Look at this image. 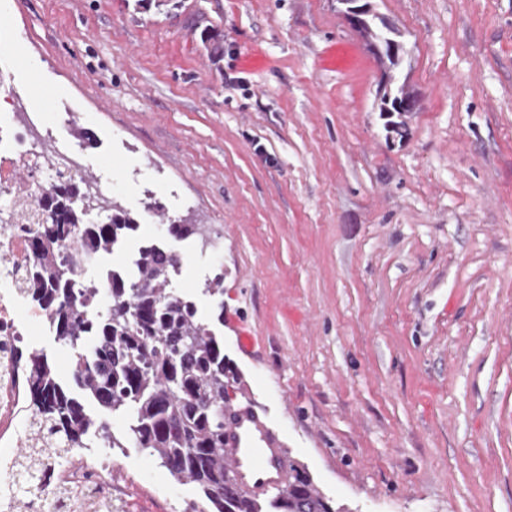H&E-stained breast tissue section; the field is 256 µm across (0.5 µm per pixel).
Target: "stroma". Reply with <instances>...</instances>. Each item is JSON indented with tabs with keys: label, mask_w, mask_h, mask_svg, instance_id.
<instances>
[{
	"label": "stroma",
	"mask_w": 512,
	"mask_h": 512,
	"mask_svg": "<svg viewBox=\"0 0 512 512\" xmlns=\"http://www.w3.org/2000/svg\"><path fill=\"white\" fill-rule=\"evenodd\" d=\"M374 2L418 101L396 136L338 0H0V99L94 134L86 172L139 228L86 280L179 255L233 404L334 506L512 512V0ZM105 457L118 512L200 499L140 448L72 464Z\"/></svg>",
	"instance_id": "obj_1"
}]
</instances>
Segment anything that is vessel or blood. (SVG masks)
<instances>
[{"label": "vessel or blood", "mask_w": 512, "mask_h": 512, "mask_svg": "<svg viewBox=\"0 0 512 512\" xmlns=\"http://www.w3.org/2000/svg\"><path fill=\"white\" fill-rule=\"evenodd\" d=\"M224 458L241 488L253 496L275 495L288 483L281 443L255 411L225 409Z\"/></svg>", "instance_id": "1"}]
</instances>
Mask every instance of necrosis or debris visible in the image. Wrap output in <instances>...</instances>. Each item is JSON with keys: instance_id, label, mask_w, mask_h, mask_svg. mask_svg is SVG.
<instances>
[{"instance_id": "necrosis-or-debris-1", "label": "necrosis or debris", "mask_w": 512, "mask_h": 512, "mask_svg": "<svg viewBox=\"0 0 512 512\" xmlns=\"http://www.w3.org/2000/svg\"><path fill=\"white\" fill-rule=\"evenodd\" d=\"M47 170L81 174L82 154L57 144L45 113L0 111V195L18 210L10 224L0 227V470L14 467L19 440L31 426L22 355L36 331L50 328L45 313L20 291L31 260L30 226L20 213L35 205ZM89 475L86 469L65 468L23 474L21 485L37 489L28 512H40L47 492L86 486Z\"/></svg>"}]
</instances>
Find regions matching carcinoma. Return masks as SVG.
Segmentation results:
<instances>
[{"instance_id":"cac0c4a2","label":"carcinoma","mask_w":512,"mask_h":512,"mask_svg":"<svg viewBox=\"0 0 512 512\" xmlns=\"http://www.w3.org/2000/svg\"><path fill=\"white\" fill-rule=\"evenodd\" d=\"M85 176L42 187L25 213L33 225L31 267L25 292L50 320L56 341L74 351L72 380L61 381L39 351L28 354L27 381L37 420L18 466L38 471L58 466L94 438L111 448L131 443L159 461L178 481L197 485L208 512H338L310 478L289 466L288 485L263 503L241 490L224 464V406L229 369L224 337L196 318L194 304L170 288L177 256L157 244L140 248L132 273L112 270L111 301L94 320L84 309L97 293L60 247L79 239L95 254L112 252L139 222L117 201L104 224L86 223L80 184ZM196 225L169 220L178 239ZM81 389L105 412L87 408ZM125 424L116 436L113 421ZM96 489L63 488L55 498L71 512H96Z\"/></svg>"}]
</instances>
